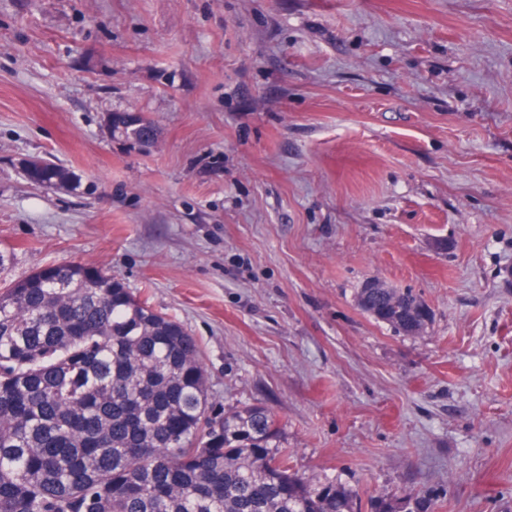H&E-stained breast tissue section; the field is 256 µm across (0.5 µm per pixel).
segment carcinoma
<instances>
[{"instance_id": "1", "label": "carcinoma", "mask_w": 512, "mask_h": 512, "mask_svg": "<svg viewBox=\"0 0 512 512\" xmlns=\"http://www.w3.org/2000/svg\"><path fill=\"white\" fill-rule=\"evenodd\" d=\"M111 132L141 146L150 116ZM30 180L71 187L45 162ZM357 306L418 333L429 311L375 280ZM200 346L114 275L64 263L0 291V512H357L334 482L288 467L277 415L263 405L213 412Z\"/></svg>"}]
</instances>
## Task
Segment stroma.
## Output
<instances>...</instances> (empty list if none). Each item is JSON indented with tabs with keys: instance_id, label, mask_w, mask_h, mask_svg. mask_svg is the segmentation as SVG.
Segmentation results:
<instances>
[{
	"instance_id": "35a3bbf8",
	"label": "stroma",
	"mask_w": 512,
	"mask_h": 512,
	"mask_svg": "<svg viewBox=\"0 0 512 512\" xmlns=\"http://www.w3.org/2000/svg\"><path fill=\"white\" fill-rule=\"evenodd\" d=\"M0 245V286L97 266L183 324L308 484L512 512V0H0ZM122 114L123 113L112 114L113 129H110L111 133L117 134L128 141L135 142L140 146H149L154 142L157 136V130L150 116L145 115L144 123L140 126L121 129L120 125L124 123ZM25 178V177H24ZM26 179V178H25ZM78 176L70 169L55 163L45 161L44 165L36 168L27 182L35 181L42 186H66L71 187L78 182ZM374 283L378 288H366ZM383 280H371L356 295L357 306L376 321L406 333H418L426 325L429 311L414 294L394 288Z\"/></svg>"
}]
</instances>
